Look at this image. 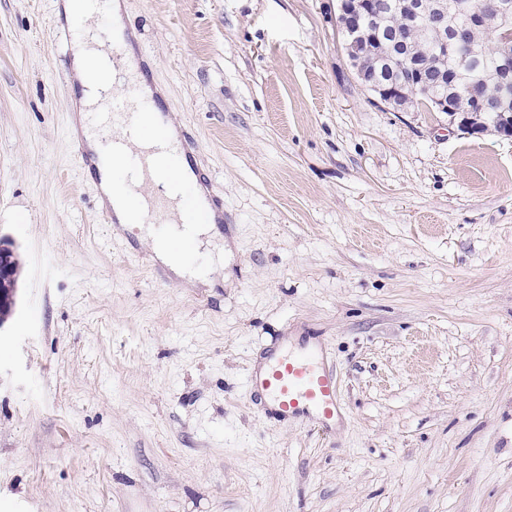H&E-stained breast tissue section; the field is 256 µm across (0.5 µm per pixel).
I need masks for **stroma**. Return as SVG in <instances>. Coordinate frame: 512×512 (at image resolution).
Returning a JSON list of instances; mask_svg holds the SVG:
<instances>
[{
  "label": "stroma",
  "instance_id": "obj_1",
  "mask_svg": "<svg viewBox=\"0 0 512 512\" xmlns=\"http://www.w3.org/2000/svg\"><path fill=\"white\" fill-rule=\"evenodd\" d=\"M62 4L0 0V512H512V137L374 104L337 0H123L233 222L160 278L74 161ZM302 336L330 432L247 403Z\"/></svg>",
  "mask_w": 512,
  "mask_h": 512
}]
</instances>
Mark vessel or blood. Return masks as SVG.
I'll list each match as a JSON object with an SVG mask.
<instances>
[{"label":"vessel or blood","instance_id":"b4317fda","mask_svg":"<svg viewBox=\"0 0 512 512\" xmlns=\"http://www.w3.org/2000/svg\"><path fill=\"white\" fill-rule=\"evenodd\" d=\"M124 94L103 100L88 113L89 126L111 130L110 165L114 187L128 216L148 225L151 236L165 235L169 224H220L224 200L213 191L212 177L197 162L190 135L169 137L168 109L159 98L144 96L152 78L148 63L123 72ZM185 177L182 204H169L165 196H152L136 187L134 177L145 183L166 184L169 170ZM246 386L259 401L266 418L311 422L332 430L347 412L327 344L315 336L298 341L295 350L274 347L262 366L250 371Z\"/></svg>","mask_w":512,"mask_h":512}]
</instances>
